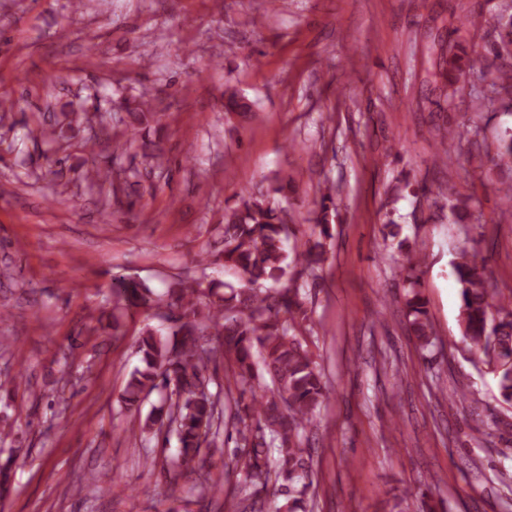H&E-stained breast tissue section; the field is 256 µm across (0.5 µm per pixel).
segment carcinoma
<instances>
[{
    "instance_id": "1",
    "label": "carcinoma",
    "mask_w": 512,
    "mask_h": 512,
    "mask_svg": "<svg viewBox=\"0 0 512 512\" xmlns=\"http://www.w3.org/2000/svg\"><path fill=\"white\" fill-rule=\"evenodd\" d=\"M496 38L492 51L512 59V4L499 6L495 14ZM460 28L448 19V51L438 61L440 93L448 104L465 90L474 72L475 45L459 41ZM481 106L512 105V64L497 70L489 89L477 95ZM131 137L116 146L127 151L142 132L159 121L151 99L143 95L126 106ZM224 109L247 117L254 105L236 90L227 92ZM460 127L453 113L435 126L440 145L457 135ZM495 167L512 168V134L504 135L491 159ZM404 188L422 196L441 210L449 209L456 224L472 223L469 199H450L424 183L407 182ZM296 192L293 180L275 178L267 190L239 193V201L224 209L217 225L222 248L218 260L224 271L240 281L212 279L174 281L157 294L145 283L122 277L113 281L112 295L131 313H152L167 320V334L144 326L139 353L143 367L129 373L120 395L124 410L141 414L145 400L160 396L139 421V441L167 444L176 437L178 451L163 461L166 471L180 474L204 468L203 448H220L234 440V460L225 480L232 478L249 493L229 503L232 512H265L260 489L274 484L275 495L287 499L288 512H314L313 449L305 432L330 390L325 375L303 332L311 322L302 288L316 287L319 270L327 261V241L332 239L329 213L336 211V189L317 190L318 211L313 228L302 247L286 251L284 241L294 235L288 208L275 196L288 200ZM423 257L405 255L400 267L408 291L403 314L410 335L422 349L434 344L427 301L418 291V269ZM460 286L459 323L462 343L475 352L477 363L496 378L499 401L512 406V298L504 297L489 283L484 260L462 249L453 261ZM224 364V384L215 383L214 371ZM217 391H212L211 384ZM277 453L276 471H270L269 456Z\"/></svg>"
}]
</instances>
